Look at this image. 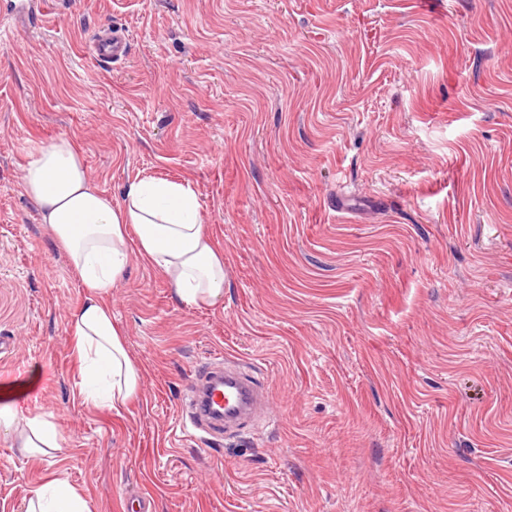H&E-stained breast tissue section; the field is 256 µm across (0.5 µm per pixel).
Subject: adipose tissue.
<instances>
[{
    "label": "adipose tissue",
    "mask_w": 512,
    "mask_h": 512,
    "mask_svg": "<svg viewBox=\"0 0 512 512\" xmlns=\"http://www.w3.org/2000/svg\"><path fill=\"white\" fill-rule=\"evenodd\" d=\"M55 243L86 290L69 323L72 352L87 402L115 408L134 399L139 371L104 297L139 257L168 277L178 300L215 305L224 296V255L207 231L197 195L186 182L143 178L112 202L90 180L81 155L64 137L41 146L21 175ZM0 434L28 455L59 449L56 427L41 416L0 413ZM26 512H89L86 499L62 474L35 488Z\"/></svg>",
    "instance_id": "1"
}]
</instances>
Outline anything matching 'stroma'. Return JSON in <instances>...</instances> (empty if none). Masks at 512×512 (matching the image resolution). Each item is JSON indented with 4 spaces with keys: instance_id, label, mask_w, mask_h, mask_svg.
I'll list each match as a JSON object with an SVG mask.
<instances>
[{
    "instance_id": "obj_1",
    "label": "stroma",
    "mask_w": 512,
    "mask_h": 512,
    "mask_svg": "<svg viewBox=\"0 0 512 512\" xmlns=\"http://www.w3.org/2000/svg\"><path fill=\"white\" fill-rule=\"evenodd\" d=\"M121 30L122 60L95 58ZM66 137L119 201L189 182L224 296L139 258L105 301L140 374L85 402L86 290L21 187ZM0 512L65 472L90 512H512V0H36L0 16ZM223 356L275 422L175 435ZM93 53L100 59L112 62L126 53V40L120 30L106 29L94 38ZM0 434L12 438L15 446L28 455L46 453L44 448L56 450L62 447L56 427L39 415L0 413Z\"/></svg>"
}]
</instances>
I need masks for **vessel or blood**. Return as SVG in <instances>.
Listing matches in <instances>:
<instances>
[{
    "instance_id": "obj_1",
    "label": "vessel or blood",
    "mask_w": 512,
    "mask_h": 512,
    "mask_svg": "<svg viewBox=\"0 0 512 512\" xmlns=\"http://www.w3.org/2000/svg\"><path fill=\"white\" fill-rule=\"evenodd\" d=\"M93 53L100 59H118L126 53L121 31L107 29L95 37ZM273 421L274 414L263 386L253 377L210 359L188 385L179 407L183 434L201 431L216 435L258 420Z\"/></svg>"
}]
</instances>
